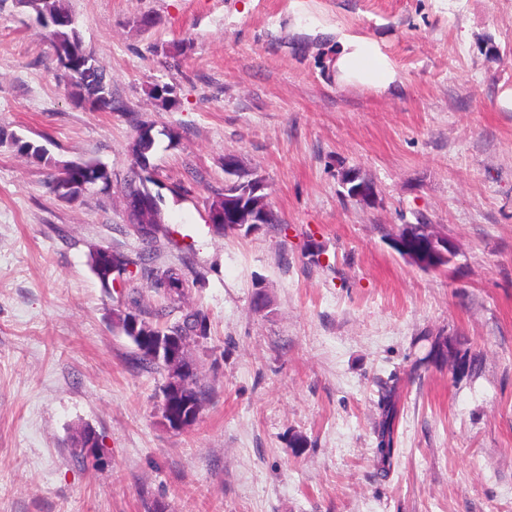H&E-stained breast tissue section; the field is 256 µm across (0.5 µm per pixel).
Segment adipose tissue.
Listing matches in <instances>:
<instances>
[{"mask_svg":"<svg viewBox=\"0 0 512 512\" xmlns=\"http://www.w3.org/2000/svg\"><path fill=\"white\" fill-rule=\"evenodd\" d=\"M331 68L338 84L360 85L379 93L395 92L400 82L394 63L376 41L366 37L339 39Z\"/></svg>","mask_w":512,"mask_h":512,"instance_id":"adipose-tissue-1","label":"adipose tissue"}]
</instances>
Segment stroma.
Here are the masks:
<instances>
[{
    "instance_id": "1",
    "label": "stroma",
    "mask_w": 512,
    "mask_h": 512,
    "mask_svg": "<svg viewBox=\"0 0 512 512\" xmlns=\"http://www.w3.org/2000/svg\"><path fill=\"white\" fill-rule=\"evenodd\" d=\"M70 7L120 111L73 102L35 13L0 0V512H512V0ZM340 32L377 41L401 91L338 85ZM141 123L165 198L157 261L189 258L184 304L209 319L188 356L211 394L185 429L162 417L168 371L137 368L115 325L122 282L89 268L93 249L140 248L122 197ZM229 154L278 223L209 227ZM77 159L108 165L110 191L55 198ZM348 170L373 206L347 196ZM408 224L447 236L451 262L397 253ZM86 426L98 446L79 465ZM342 184L346 190H350L351 198L360 203L370 206L375 203L376 195L373 184L367 178L362 177L358 172L342 176ZM397 414L396 406L393 401H386L385 420L379 425L378 429V448L380 463L385 466L391 464L394 455L393 445V422ZM386 433L388 434L386 437Z\"/></svg>"
}]
</instances>
